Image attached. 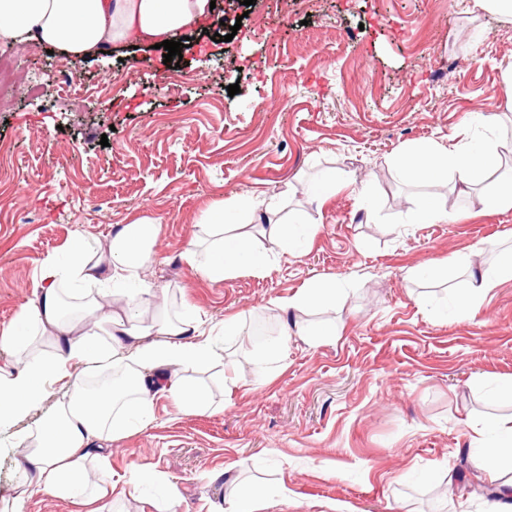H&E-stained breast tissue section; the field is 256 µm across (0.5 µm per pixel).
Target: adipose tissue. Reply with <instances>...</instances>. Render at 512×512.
I'll return each instance as SVG.
<instances>
[{
  "label": "adipose tissue",
  "mask_w": 512,
  "mask_h": 512,
  "mask_svg": "<svg viewBox=\"0 0 512 512\" xmlns=\"http://www.w3.org/2000/svg\"><path fill=\"white\" fill-rule=\"evenodd\" d=\"M211 0H0V45L32 41L55 47L68 58L97 57L120 44H157L173 40L211 19ZM403 175L418 182L453 179L467 186L475 180L499 185L497 207L512 209V169L504 170L499 147L485 142L480 153L447 139L404 150L398 158ZM263 210L264 235L281 255L291 254L295 231L282 216L280 202L242 195L228 204L203 210L187 251V260L203 278L223 280L242 269H262L269 257L255 248L251 234L227 231L225 211L246 218ZM160 235L158 220L141 217L121 225L106 242L76 236L70 257L47 260L35 285V301L0 328V347L14 361L0 366V431L18 421L31 424L15 438L20 450L10 496L0 512H25L37 494L76 504L94 502L108 474L91 455L102 438L143 429L154 420L157 399L169 400L181 413L215 410L216 404L197 372L220 364L224 339L242 336L239 318L222 329L205 326L187 312L169 315L147 273ZM512 277V252L493 269L469 277L457 296L462 313H472L500 279ZM345 293L335 283H311L274 299L273 308L306 312L335 309ZM51 351H35V343ZM84 366L65 395L52 400L54 383L71 363ZM52 408L31 420L45 401ZM495 432L474 464L495 482L490 512H512V477L502 474L512 462V418L475 428L477 438Z\"/></svg>",
  "instance_id": "adipose-tissue-1"
}]
</instances>
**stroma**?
<instances>
[{"instance_id": "obj_1", "label": "stroma", "mask_w": 512, "mask_h": 512, "mask_svg": "<svg viewBox=\"0 0 512 512\" xmlns=\"http://www.w3.org/2000/svg\"><path fill=\"white\" fill-rule=\"evenodd\" d=\"M216 3L217 20L191 31L173 70L145 45L70 61L42 45L0 47V142L12 155L0 328L75 236L102 242L142 216L163 220L154 288L206 325L236 316L282 328L271 300L336 281L346 300L305 315L335 321V336L290 337L261 370L243 341L226 343L223 409L184 414L163 399L149 427L113 439L104 512H166L163 484L178 492L175 512H209L244 490L255 512H483L490 491L470 428L512 414L511 399L488 392L512 379V279L475 313L442 308L459 254L491 267L495 247H512V209L480 203L487 183L463 193L413 182L396 160L446 136L490 135L512 154V24L473 13L471 0ZM60 66L79 83L34 89ZM171 70L175 92L157 86ZM493 113L485 129L478 118ZM326 180L336 187L314 210L302 189ZM242 194L283 198L285 216L316 219L318 232L285 257L258 237L273 265L203 279L185 259L198 216ZM431 196L454 221L409 223ZM430 262L436 273L415 277Z\"/></svg>"}]
</instances>
